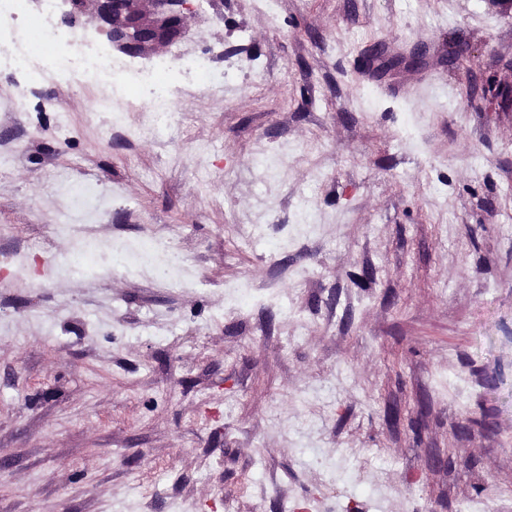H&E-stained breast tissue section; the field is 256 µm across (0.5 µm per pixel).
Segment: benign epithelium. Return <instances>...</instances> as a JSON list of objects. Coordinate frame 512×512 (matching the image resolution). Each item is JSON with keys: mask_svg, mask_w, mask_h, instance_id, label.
Here are the masks:
<instances>
[{"mask_svg": "<svg viewBox=\"0 0 512 512\" xmlns=\"http://www.w3.org/2000/svg\"><path fill=\"white\" fill-rule=\"evenodd\" d=\"M69 9L60 14L66 22L88 10L95 32L110 48L130 57L173 43L184 34L186 0H62Z\"/></svg>", "mask_w": 512, "mask_h": 512, "instance_id": "7a95c632", "label": "benign epithelium"}]
</instances>
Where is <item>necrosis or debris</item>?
Returning <instances> with one entry per match:
<instances>
[{"label":"necrosis or debris","instance_id":"obj_1","mask_svg":"<svg viewBox=\"0 0 512 512\" xmlns=\"http://www.w3.org/2000/svg\"><path fill=\"white\" fill-rule=\"evenodd\" d=\"M30 3L0 0V70L18 73L31 84L67 78L98 86L110 104L135 88L145 98V127L174 120L175 92L166 78L165 64L129 69L98 47L82 44L72 27L60 23L54 0H43L35 14Z\"/></svg>","mask_w":512,"mask_h":512}]
</instances>
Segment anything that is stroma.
<instances>
[{"label":"stroma","mask_w":512,"mask_h":512,"mask_svg":"<svg viewBox=\"0 0 512 512\" xmlns=\"http://www.w3.org/2000/svg\"><path fill=\"white\" fill-rule=\"evenodd\" d=\"M187 16L153 136L0 72V512H512V0ZM180 70L183 76L197 85L213 84L215 80L224 81V72L218 71L211 58L206 55H194L180 62Z\"/></svg>","instance_id":"1"}]
</instances>
